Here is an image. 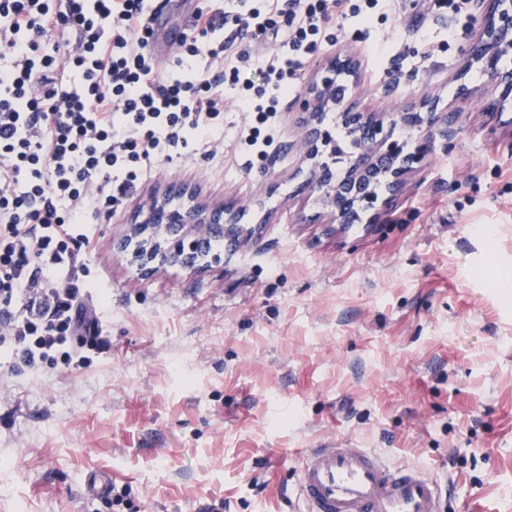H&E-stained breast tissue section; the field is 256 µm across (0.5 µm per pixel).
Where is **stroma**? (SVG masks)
<instances>
[{"label":"stroma","instance_id":"stroma-1","mask_svg":"<svg viewBox=\"0 0 512 512\" xmlns=\"http://www.w3.org/2000/svg\"><path fill=\"white\" fill-rule=\"evenodd\" d=\"M217 9L241 6L168 0L159 28ZM482 24L426 0H392L368 29L331 20L261 162L224 86L223 149L189 146L92 225L84 261L109 305L87 304L109 350L38 375L0 358V512H300L303 449L345 445L447 482L446 512H512V112H487L499 90L467 63ZM348 55L346 101L403 154L421 133L399 112L433 94L448 117L402 189L365 204L367 231L343 233L307 185L302 97ZM153 197L245 216L194 266L145 269L116 244ZM98 471L110 491L85 495Z\"/></svg>","mask_w":512,"mask_h":512}]
</instances>
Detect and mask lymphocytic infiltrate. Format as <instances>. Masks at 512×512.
<instances>
[{
	"instance_id": "f902f5d3",
	"label": "lymphocytic infiltrate",
	"mask_w": 512,
	"mask_h": 512,
	"mask_svg": "<svg viewBox=\"0 0 512 512\" xmlns=\"http://www.w3.org/2000/svg\"><path fill=\"white\" fill-rule=\"evenodd\" d=\"M386 6L285 0L287 29L261 63L252 43L274 27L273 11L200 14L164 71L150 45L151 0H0V347L36 374L56 356L80 367L109 350L85 303L87 215L111 217L160 160L217 143L226 81L250 113L238 146L266 159L287 80L330 16L365 23ZM228 24L242 38L235 66L197 70L201 56L223 54ZM52 37L60 54L41 49Z\"/></svg>"
}]
</instances>
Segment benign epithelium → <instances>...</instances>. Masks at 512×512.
Returning <instances> with one entry per match:
<instances>
[{
    "instance_id": "1",
    "label": "benign epithelium",
    "mask_w": 512,
    "mask_h": 512,
    "mask_svg": "<svg viewBox=\"0 0 512 512\" xmlns=\"http://www.w3.org/2000/svg\"><path fill=\"white\" fill-rule=\"evenodd\" d=\"M476 6L485 11L486 25L482 40L471 56L481 62L483 69L502 86L499 98L487 106L489 110H499L512 105V71L501 70L497 64L500 53L512 49V0H476ZM438 105L439 99L430 97L423 103L425 112H407L403 114V120L411 127L425 124L430 133ZM331 110L341 112L342 118L356 125V152L344 177H336L330 166L322 163L312 170L308 185L339 219L355 224L360 220L355 202L370 199L373 183L381 176H392L394 189H400L401 177L409 168L410 160L399 159L397 147L378 138L380 128L373 114L353 110L344 103V98L336 95V80L331 75L312 83L305 93L304 147L310 158L319 155V146L330 143L328 134L321 130L320 125L322 115ZM243 217L241 210L228 204L211 208L193 204L171 209L168 203L154 200L143 205L134 225L150 224L155 233L165 240L171 235L180 236L181 240L175 247L179 252L186 246L195 248L203 244L213 233L224 232V225L238 224Z\"/></svg>"
}]
</instances>
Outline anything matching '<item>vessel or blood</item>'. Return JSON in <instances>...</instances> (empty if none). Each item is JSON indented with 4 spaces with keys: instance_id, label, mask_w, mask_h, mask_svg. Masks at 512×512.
<instances>
[{
    "instance_id": "1",
    "label": "vessel or blood",
    "mask_w": 512,
    "mask_h": 512,
    "mask_svg": "<svg viewBox=\"0 0 512 512\" xmlns=\"http://www.w3.org/2000/svg\"><path fill=\"white\" fill-rule=\"evenodd\" d=\"M296 494L305 512H445L437 479L368 448L307 449Z\"/></svg>"
}]
</instances>
